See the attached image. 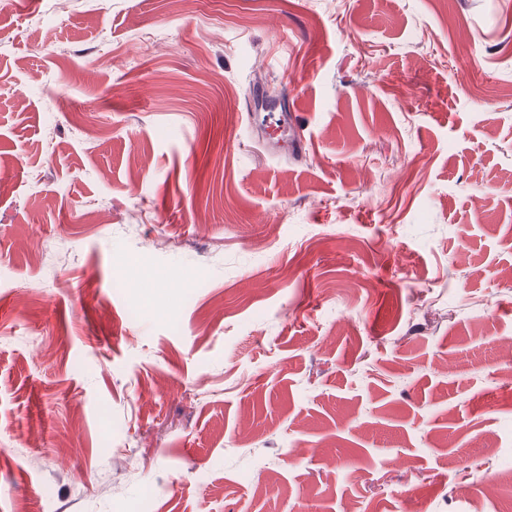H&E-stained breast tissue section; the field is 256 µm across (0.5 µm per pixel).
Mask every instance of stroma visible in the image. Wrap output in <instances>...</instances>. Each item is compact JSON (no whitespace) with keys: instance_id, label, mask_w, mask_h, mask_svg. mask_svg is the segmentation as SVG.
<instances>
[{"instance_id":"stroma-1","label":"stroma","mask_w":512,"mask_h":512,"mask_svg":"<svg viewBox=\"0 0 512 512\" xmlns=\"http://www.w3.org/2000/svg\"><path fill=\"white\" fill-rule=\"evenodd\" d=\"M509 338L512 0L0 9V512H498Z\"/></svg>"}]
</instances>
